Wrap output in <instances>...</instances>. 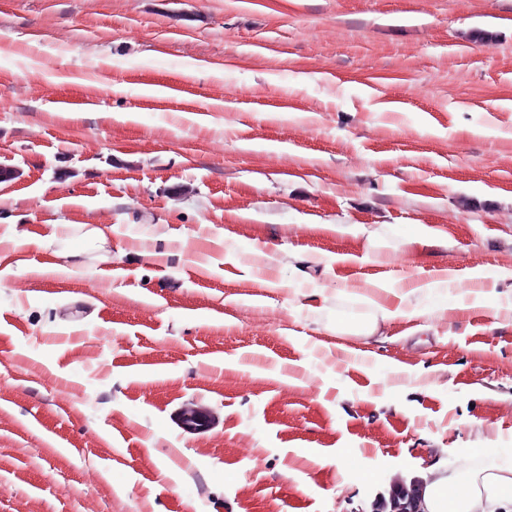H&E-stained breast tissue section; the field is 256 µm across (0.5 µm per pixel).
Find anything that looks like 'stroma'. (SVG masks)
<instances>
[{"instance_id":"obj_1","label":"stroma","mask_w":512,"mask_h":512,"mask_svg":"<svg viewBox=\"0 0 512 512\" xmlns=\"http://www.w3.org/2000/svg\"><path fill=\"white\" fill-rule=\"evenodd\" d=\"M0 170V512L512 459V0H0Z\"/></svg>"}]
</instances>
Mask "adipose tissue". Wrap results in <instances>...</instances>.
I'll list each match as a JSON object with an SVG mask.
<instances>
[{"mask_svg":"<svg viewBox=\"0 0 512 512\" xmlns=\"http://www.w3.org/2000/svg\"><path fill=\"white\" fill-rule=\"evenodd\" d=\"M417 493L421 512H512V461L453 475L429 468Z\"/></svg>","mask_w":512,"mask_h":512,"instance_id":"ef3b65f1","label":"adipose tissue"}]
</instances>
